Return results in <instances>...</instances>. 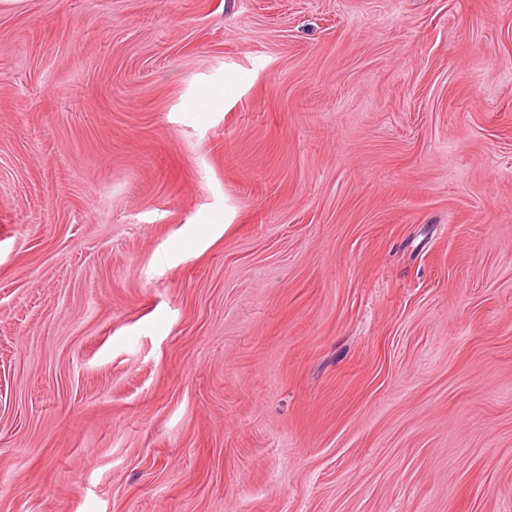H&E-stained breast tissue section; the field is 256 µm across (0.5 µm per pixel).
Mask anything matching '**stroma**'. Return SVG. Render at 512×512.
<instances>
[{"mask_svg":"<svg viewBox=\"0 0 512 512\" xmlns=\"http://www.w3.org/2000/svg\"><path fill=\"white\" fill-rule=\"evenodd\" d=\"M0 512H512V0H0Z\"/></svg>","mask_w":512,"mask_h":512,"instance_id":"stroma-1","label":"stroma"}]
</instances>
